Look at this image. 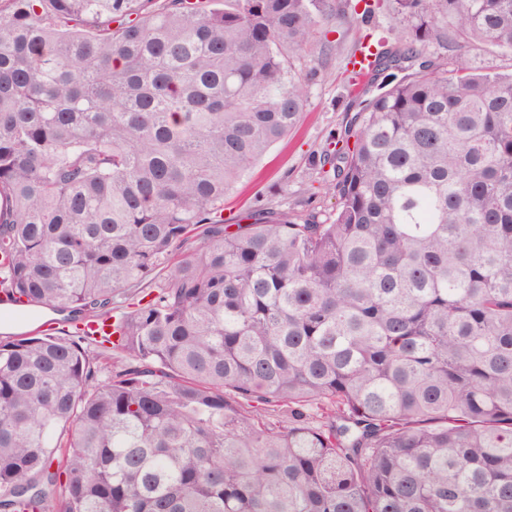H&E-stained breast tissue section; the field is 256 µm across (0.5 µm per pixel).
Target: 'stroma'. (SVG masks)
I'll return each mask as SVG.
<instances>
[{"label":"stroma","instance_id":"obj_1","mask_svg":"<svg viewBox=\"0 0 512 512\" xmlns=\"http://www.w3.org/2000/svg\"><path fill=\"white\" fill-rule=\"evenodd\" d=\"M366 22L320 21L311 50L295 60L307 73L305 110L298 128L274 145L224 201V220L254 210L256 205L299 213L313 210L332 217L337 199L329 191L316 161L331 137H342L360 110L364 92L354 91L348 57L366 41L395 43L392 0Z\"/></svg>","mask_w":512,"mask_h":512}]
</instances>
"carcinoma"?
Segmentation results:
<instances>
[{"mask_svg": "<svg viewBox=\"0 0 512 512\" xmlns=\"http://www.w3.org/2000/svg\"><path fill=\"white\" fill-rule=\"evenodd\" d=\"M151 3L0 0V304L74 323L0 336V512H512V0H393L335 218L250 224L345 11ZM472 64L480 71L508 73L512 70V54L497 49L473 45L469 52Z\"/></svg>", "mask_w": 512, "mask_h": 512, "instance_id": "carcinoma-1", "label": "carcinoma"}]
</instances>
